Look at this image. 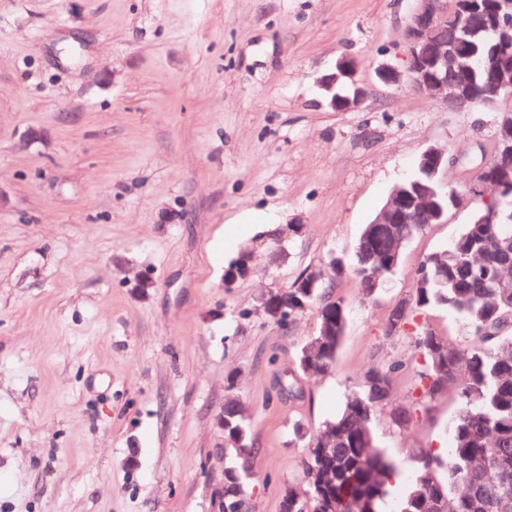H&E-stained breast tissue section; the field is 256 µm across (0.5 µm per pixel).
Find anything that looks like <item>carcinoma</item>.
<instances>
[{"label": "carcinoma", "instance_id": "1", "mask_svg": "<svg viewBox=\"0 0 512 512\" xmlns=\"http://www.w3.org/2000/svg\"><path fill=\"white\" fill-rule=\"evenodd\" d=\"M497 5V0H475L480 20L465 37L474 62L476 92L491 78L486 65L491 54L512 62V42L503 41L494 24H484ZM428 182L445 209L468 197L466 187L446 183L441 173L430 182L420 168L403 185ZM493 211L498 223H480ZM391 229L390 224L364 225L351 258L338 257L329 264L330 277L352 275L362 298L379 295L382 289L365 287L364 279L368 271L379 273L382 281L397 272L402 250L395 258L388 257ZM507 238H512V187L471 209L468 222L448 249L430 254L416 270L412 296L403 302L406 318L397 330L414 329L411 349L422 359L415 378L418 397L410 403L393 399L394 376L405 370L406 362L375 363L357 381L336 417L315 430L293 424L292 436L305 448L302 477L299 487L288 486L281 512H383L391 501L394 512H431L436 498L448 501V512H497L489 491L512 494V288L503 287L496 251L497 241ZM325 294V281L315 283L313 275L304 272L291 287L273 291L272 299L284 305L287 317L271 305L260 307L267 321L282 327L287 319L318 304L317 333L301 346L298 356V369L304 375L328 371L346 333L347 306L326 299ZM434 307L464 321L465 344L453 348L428 326L409 323L413 312ZM451 388L456 390L459 411L450 426L449 448L444 454L433 448L412 449V479L399 496L394 490L398 465L380 449L375 419L385 410L394 426L406 429L429 414L434 400ZM227 391L224 440L230 445L228 452L244 459L250 453L249 427L234 387L227 386ZM247 475L244 464L224 469V512H246Z\"/></svg>", "mask_w": 512, "mask_h": 512}]
</instances>
